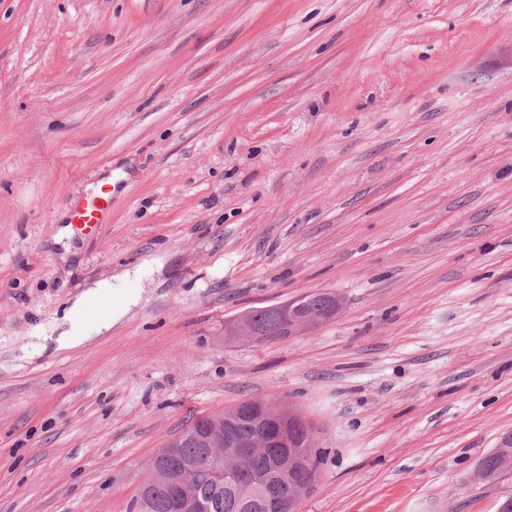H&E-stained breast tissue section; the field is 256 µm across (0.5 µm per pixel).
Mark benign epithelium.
Returning a JSON list of instances; mask_svg holds the SVG:
<instances>
[{
    "label": "benign epithelium",
    "mask_w": 512,
    "mask_h": 512,
    "mask_svg": "<svg viewBox=\"0 0 512 512\" xmlns=\"http://www.w3.org/2000/svg\"><path fill=\"white\" fill-rule=\"evenodd\" d=\"M309 311L298 310L299 300H292L278 306L268 307L266 311L276 316L271 325H263L257 321L258 310H247L224 324V335L244 336L254 342L261 343L269 338L294 336L306 329L335 319L343 310L341 298L324 292L311 293L303 296ZM285 411L261 400H249L224 414L217 422L203 421L205 428L204 441L209 448L237 449L238 466L227 472L226 477L245 488L248 485L247 461L256 453L266 448H290L293 439L283 426ZM241 418H249L256 425V433L248 441L236 439L230 424Z\"/></svg>",
    "instance_id": "benign-epithelium-1"
}]
</instances>
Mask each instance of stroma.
<instances>
[{"label":"stroma","instance_id":"35a3bbf8","mask_svg":"<svg viewBox=\"0 0 512 512\" xmlns=\"http://www.w3.org/2000/svg\"><path fill=\"white\" fill-rule=\"evenodd\" d=\"M510 43L512 0H0V512H133L159 449L246 399L314 428L296 512H496ZM103 177L110 223L57 243ZM140 264L120 323L67 320ZM315 291L336 319L224 334ZM118 294V288H115L110 280H102L96 283L94 288H90L85 294L78 297L70 310V317L77 316L90 303L95 301H103ZM506 450L511 453L512 456V445L505 442L502 448H494L491 452L484 455L479 461V466L482 470V474L484 476V483L487 484H495L498 483L503 477L500 473L501 466V453L499 450Z\"/></svg>","mask_w":512,"mask_h":512}]
</instances>
